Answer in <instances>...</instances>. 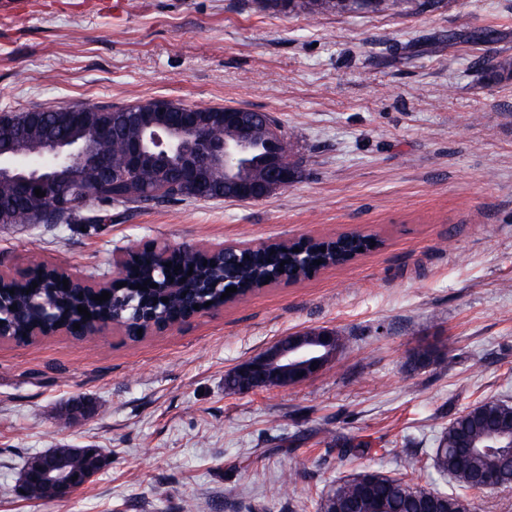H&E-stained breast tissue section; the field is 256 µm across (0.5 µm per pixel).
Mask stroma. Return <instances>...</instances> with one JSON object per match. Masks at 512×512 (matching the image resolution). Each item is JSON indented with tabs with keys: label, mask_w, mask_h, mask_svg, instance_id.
<instances>
[{
	"label": "stroma",
	"mask_w": 512,
	"mask_h": 512,
	"mask_svg": "<svg viewBox=\"0 0 512 512\" xmlns=\"http://www.w3.org/2000/svg\"><path fill=\"white\" fill-rule=\"evenodd\" d=\"M512 0L423 14L310 17L256 0H24L0 17V116L169 98L271 114L298 170L251 202L112 203L111 223L0 224V271L32 258L88 275L148 243L259 245L354 230L376 248L262 288L165 333L0 340V512H318L378 471L444 492L431 464L457 413L512 404ZM346 344L308 381L225 380L281 337ZM441 351L418 366L414 353ZM93 410L73 420L66 407ZM376 452L344 460L337 438ZM63 445L106 462L65 500L16 495L26 460ZM416 456L415 468L404 465Z\"/></svg>",
	"instance_id": "stroma-1"
}]
</instances>
